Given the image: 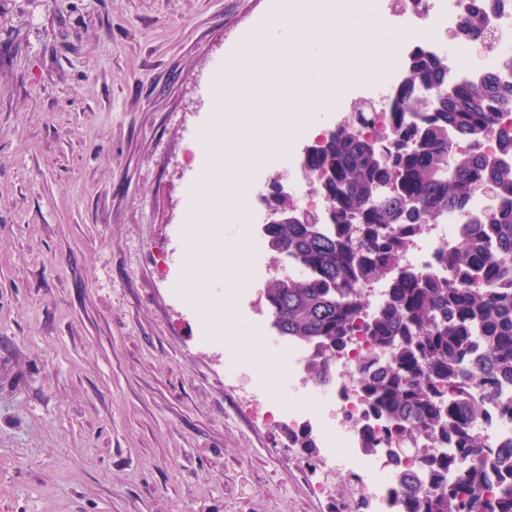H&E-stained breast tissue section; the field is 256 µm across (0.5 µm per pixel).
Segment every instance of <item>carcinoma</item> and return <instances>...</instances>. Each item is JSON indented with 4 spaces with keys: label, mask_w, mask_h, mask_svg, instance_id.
Instances as JSON below:
<instances>
[{
    "label": "carcinoma",
    "mask_w": 512,
    "mask_h": 512,
    "mask_svg": "<svg viewBox=\"0 0 512 512\" xmlns=\"http://www.w3.org/2000/svg\"><path fill=\"white\" fill-rule=\"evenodd\" d=\"M455 36L488 39L478 0ZM430 89L439 91L431 102L421 96ZM365 107L354 104V119L323 136L306 161L313 175L334 173L321 187L334 201L337 231L292 220L265 227L273 260L288 258L307 271L267 281L262 299L272 328L313 347L310 367L319 380L351 338L364 307L361 284L391 279L365 325L373 352L358 360L355 374L382 420L375 445L400 442L433 472L426 485L410 471L398 475V512H512V478L485 485L491 473L512 471V442L482 445L474 402L478 391L512 420V396L503 394L512 386V167L455 146L496 134L512 150V134L496 131L498 114L512 112V81L489 73L450 85L447 68L419 50L390 102V146L377 150L365 137L375 124ZM408 112L420 124L406 125ZM483 184L494 189L495 206L482 221L464 204ZM449 211L460 224L458 245L444 254L448 276L400 270L415 226ZM378 350L389 355L385 368L375 363ZM440 437L455 445V456L423 443ZM288 441L308 464L317 461L309 435L290 432Z\"/></svg>",
    "instance_id": "cac0c4a2"
}]
</instances>
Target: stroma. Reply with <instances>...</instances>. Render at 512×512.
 Masks as SVG:
<instances>
[{
	"label": "stroma",
	"mask_w": 512,
	"mask_h": 512,
	"mask_svg": "<svg viewBox=\"0 0 512 512\" xmlns=\"http://www.w3.org/2000/svg\"><path fill=\"white\" fill-rule=\"evenodd\" d=\"M279 2L0 0V512H333L181 287L211 83Z\"/></svg>",
	"instance_id": "35a3bbf8"
}]
</instances>
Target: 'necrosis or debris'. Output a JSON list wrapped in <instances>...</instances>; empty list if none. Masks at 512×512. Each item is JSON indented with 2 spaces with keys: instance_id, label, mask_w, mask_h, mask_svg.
Listing matches in <instances>:
<instances>
[{
  "instance_id": "4bbe7bcc",
  "label": "necrosis or debris",
  "mask_w": 512,
  "mask_h": 512,
  "mask_svg": "<svg viewBox=\"0 0 512 512\" xmlns=\"http://www.w3.org/2000/svg\"><path fill=\"white\" fill-rule=\"evenodd\" d=\"M365 2L373 14L397 11L410 14L414 26L431 25L432 30L425 43L435 46L437 57L448 68L449 81L477 72H492L512 80V44L501 39L503 31L512 29V0H487V28L492 39L479 54L474 52L470 42L458 41L449 50L444 40L448 31L462 26L472 7V0ZM416 46L412 35H405L398 49L382 62L378 70L364 77L373 91L367 102L380 119L389 117V103L406 73ZM300 158L296 150H288L276 168L265 171L250 187L251 205H262L272 182L278 177L287 179L290 196L296 205H323L324 197L318 180L301 167ZM458 222L456 213L447 212L435 221L417 226L402 253V267L416 273L428 271L446 275L441 256L458 244ZM281 347L286 354L289 383L304 389L312 402L300 411H284L277 424L315 433L322 440L325 448L323 460L329 463L330 468L315 484V492L329 497L340 492L349 503L363 497L368 499L372 512H395L398 506V467L387 449L367 445L370 433L378 432L381 423L369 412L356 388L353 373L356 361L368 352L363 337L356 335L348 342L336 359L335 378L327 384H317L310 379L306 346L285 341ZM329 409L336 417L332 426L325 422V412Z\"/></svg>"
}]
</instances>
